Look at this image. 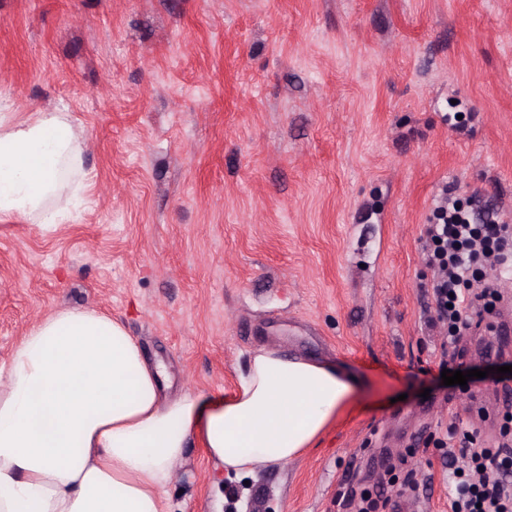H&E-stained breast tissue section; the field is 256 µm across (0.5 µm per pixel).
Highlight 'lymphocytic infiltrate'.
I'll use <instances>...</instances> for the list:
<instances>
[{
  "label": "lymphocytic infiltrate",
  "mask_w": 512,
  "mask_h": 512,
  "mask_svg": "<svg viewBox=\"0 0 512 512\" xmlns=\"http://www.w3.org/2000/svg\"><path fill=\"white\" fill-rule=\"evenodd\" d=\"M430 282V331L452 346L490 315L498 283L484 268L512 267V226L473 223L468 210L440 195L423 229ZM448 457V512H512V446L485 447L476 431L452 430L437 441Z\"/></svg>",
  "instance_id": "1"
}]
</instances>
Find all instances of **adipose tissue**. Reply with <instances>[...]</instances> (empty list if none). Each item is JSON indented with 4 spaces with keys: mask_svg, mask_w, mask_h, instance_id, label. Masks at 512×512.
Returning <instances> with one entry per match:
<instances>
[{
    "mask_svg": "<svg viewBox=\"0 0 512 512\" xmlns=\"http://www.w3.org/2000/svg\"><path fill=\"white\" fill-rule=\"evenodd\" d=\"M80 137L62 115L0 124V216L45 213ZM160 372L125 327L89 309L40 319L0 369V512H173L175 466L197 441L224 475L287 463L357 394L336 365L261 348L227 401L161 402Z\"/></svg>",
    "mask_w": 512,
    "mask_h": 512,
    "instance_id": "ef3b65f1",
    "label": "adipose tissue"
}]
</instances>
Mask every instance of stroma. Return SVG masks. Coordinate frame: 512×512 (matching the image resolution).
I'll return each instance as SVG.
<instances>
[{
  "mask_svg": "<svg viewBox=\"0 0 512 512\" xmlns=\"http://www.w3.org/2000/svg\"><path fill=\"white\" fill-rule=\"evenodd\" d=\"M82 132L66 218L0 217V366L39 319L121 321L164 396L231 395L265 347L361 378L317 447L233 485L205 451L178 512H340L409 448L445 512L440 427L488 438L512 407V335L440 362L422 230L441 189L512 208V0H0V114ZM487 370L447 386L442 370Z\"/></svg>",
  "mask_w": 512,
  "mask_h": 512,
  "instance_id": "obj_1",
  "label": "stroma"
}]
</instances>
